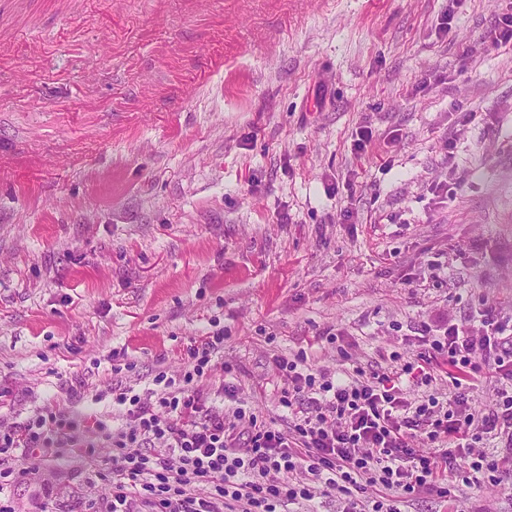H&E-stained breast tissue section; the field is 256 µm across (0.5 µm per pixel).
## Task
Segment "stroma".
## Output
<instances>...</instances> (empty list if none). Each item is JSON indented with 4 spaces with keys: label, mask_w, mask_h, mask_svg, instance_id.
Instances as JSON below:
<instances>
[{
    "label": "stroma",
    "mask_w": 512,
    "mask_h": 512,
    "mask_svg": "<svg viewBox=\"0 0 512 512\" xmlns=\"http://www.w3.org/2000/svg\"><path fill=\"white\" fill-rule=\"evenodd\" d=\"M510 11L82 0L30 30L1 6L0 425L50 406L99 448L113 387L179 376L218 330L212 387L269 419L274 355L388 372L448 325L481 335L479 309L512 318V45L462 56ZM109 480L63 443L0 502L101 512ZM400 509L512 512V490Z\"/></svg>",
    "instance_id": "35a3bbf8"
}]
</instances>
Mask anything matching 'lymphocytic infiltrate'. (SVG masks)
I'll use <instances>...</instances> for the list:
<instances>
[{
    "label": "lymphocytic infiltrate",
    "mask_w": 512,
    "mask_h": 512,
    "mask_svg": "<svg viewBox=\"0 0 512 512\" xmlns=\"http://www.w3.org/2000/svg\"><path fill=\"white\" fill-rule=\"evenodd\" d=\"M483 336L449 326L426 339L411 359L392 353L397 370L339 381L311 372L306 353L274 356L288 379L279 405L293 418L287 430L250 408L224 412L205 386L212 354L223 332L206 336L187 351L179 378L158 372L145 394L113 392L125 419L117 426L97 418V437L107 457L94 455L78 439L73 453L92 466L107 465L110 492L104 512H288L289 505L315 498L344 502L343 512H400L401 496L445 497L455 483L481 474L491 483H512V319L495 309L482 313ZM449 368L454 387L448 400L431 396L418 404L403 399L404 382L430 385L437 368ZM506 381L496 409L480 410L469 394L484 379ZM309 411L298 412L302 399ZM73 424L61 411L39 410L25 422L0 429V489L23 458L37 468ZM504 434L502 456L475 452L485 435ZM426 436L437 449L415 448ZM67 438V437H66ZM384 494L367 500L370 488Z\"/></svg>",
    "instance_id": "1"
}]
</instances>
